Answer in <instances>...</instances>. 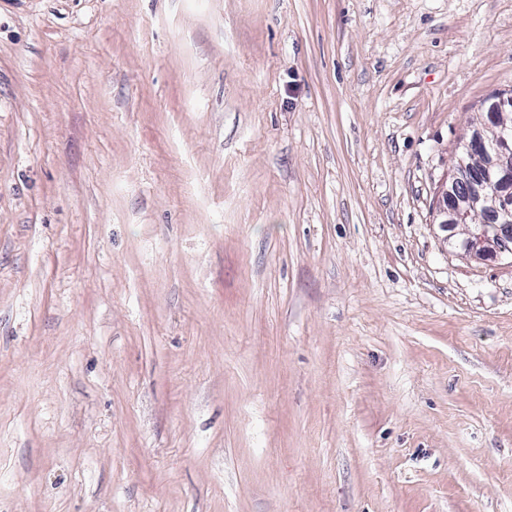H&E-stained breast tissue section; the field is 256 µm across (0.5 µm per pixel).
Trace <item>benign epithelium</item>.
I'll use <instances>...</instances> for the list:
<instances>
[{"label":"benign epithelium","instance_id":"7a95c632","mask_svg":"<svg viewBox=\"0 0 512 512\" xmlns=\"http://www.w3.org/2000/svg\"><path fill=\"white\" fill-rule=\"evenodd\" d=\"M487 119L462 136L452 176L439 189L444 242L482 259L512 250V92L486 107Z\"/></svg>","mask_w":512,"mask_h":512}]
</instances>
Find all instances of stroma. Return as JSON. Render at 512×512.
Returning <instances> with one entry per match:
<instances>
[{"label": "stroma", "mask_w": 512, "mask_h": 512, "mask_svg": "<svg viewBox=\"0 0 512 512\" xmlns=\"http://www.w3.org/2000/svg\"><path fill=\"white\" fill-rule=\"evenodd\" d=\"M509 88L512 0H0V512H512ZM487 119L462 136L452 176L440 186L437 217L448 245L483 259L509 252L512 242V92L500 93L485 107ZM482 174L473 178V170ZM477 215L489 216L475 224ZM459 226L465 227L460 233Z\"/></svg>", "instance_id": "1"}]
</instances>
